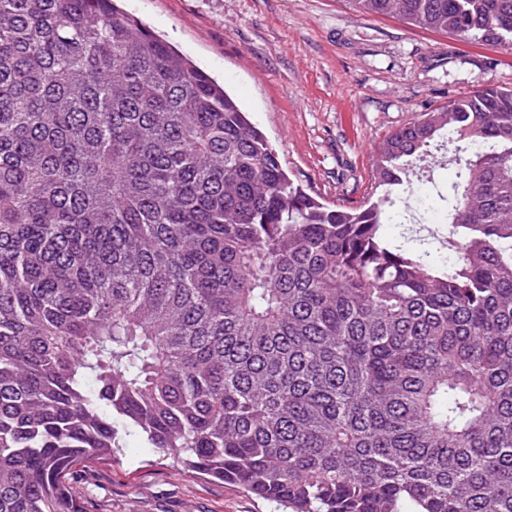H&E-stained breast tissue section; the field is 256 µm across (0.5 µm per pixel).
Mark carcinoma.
I'll list each match as a JSON object with an SVG mask.
<instances>
[{
  "label": "carcinoma",
  "instance_id": "carcinoma-1",
  "mask_svg": "<svg viewBox=\"0 0 512 512\" xmlns=\"http://www.w3.org/2000/svg\"><path fill=\"white\" fill-rule=\"evenodd\" d=\"M512 46V0H352ZM452 258L386 239L440 135ZM326 205L116 0H0V512H86L130 428L290 512H512V89L378 145Z\"/></svg>",
  "mask_w": 512,
  "mask_h": 512
}]
</instances>
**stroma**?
<instances>
[{
    "label": "stroma",
    "instance_id": "stroma-1",
    "mask_svg": "<svg viewBox=\"0 0 512 512\" xmlns=\"http://www.w3.org/2000/svg\"><path fill=\"white\" fill-rule=\"evenodd\" d=\"M126 12L219 84L267 137L283 168L329 205L371 195L375 148L396 128L483 85L512 87V48L364 15L348 0H120ZM446 139L428 149L410 196L421 223L448 230L455 179ZM421 223L384 225L417 245ZM87 512H278L242 487L177 467L137 432L107 459L76 466Z\"/></svg>",
    "mask_w": 512,
    "mask_h": 512
}]
</instances>
